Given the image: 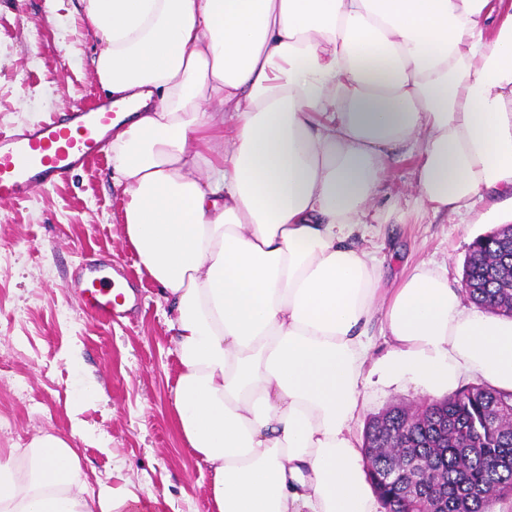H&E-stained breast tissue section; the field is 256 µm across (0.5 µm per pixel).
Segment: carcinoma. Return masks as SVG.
I'll return each mask as SVG.
<instances>
[{
  "label": "carcinoma",
  "mask_w": 512,
  "mask_h": 512,
  "mask_svg": "<svg viewBox=\"0 0 512 512\" xmlns=\"http://www.w3.org/2000/svg\"><path fill=\"white\" fill-rule=\"evenodd\" d=\"M463 282L475 304L512 307V226L473 242ZM364 444L374 493L395 512H494L512 498L511 392L471 384L413 416L392 406L367 422ZM408 456L427 460L430 471L384 481Z\"/></svg>",
  "instance_id": "carcinoma-1"
}]
</instances>
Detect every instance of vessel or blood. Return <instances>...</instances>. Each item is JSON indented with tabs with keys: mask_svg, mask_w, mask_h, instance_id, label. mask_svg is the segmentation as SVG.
Here are the masks:
<instances>
[{
	"mask_svg": "<svg viewBox=\"0 0 512 512\" xmlns=\"http://www.w3.org/2000/svg\"><path fill=\"white\" fill-rule=\"evenodd\" d=\"M116 114L109 106L79 109L35 127L0 133V203L19 201L57 183L76 168L94 162L107 145L106 129ZM125 295L99 278L85 280L84 308L111 319Z\"/></svg>",
	"mask_w": 512,
	"mask_h": 512,
	"instance_id": "b4317fda",
	"label": "vessel or blood"
}]
</instances>
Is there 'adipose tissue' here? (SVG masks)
Wrapping results in <instances>:
<instances>
[{"label":"adipose tissue","mask_w":512,"mask_h":512,"mask_svg":"<svg viewBox=\"0 0 512 512\" xmlns=\"http://www.w3.org/2000/svg\"><path fill=\"white\" fill-rule=\"evenodd\" d=\"M81 2L125 107L122 232L172 304L177 427L216 512H375L353 432L374 371L512 392V319L442 266L386 285L356 240L397 154L436 213L512 187V0ZM149 508L90 491L68 437L0 450V512Z\"/></svg>","instance_id":"adipose-tissue-1"}]
</instances>
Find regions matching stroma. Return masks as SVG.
<instances>
[{
  "label": "stroma",
  "mask_w": 512,
  "mask_h": 512,
  "mask_svg": "<svg viewBox=\"0 0 512 512\" xmlns=\"http://www.w3.org/2000/svg\"><path fill=\"white\" fill-rule=\"evenodd\" d=\"M81 12L80 0H0V131L105 100L93 66L98 41ZM413 181L411 162L394 159L384 184L397 207L373 210L385 276L431 262L461 288L470 247L491 227L419 212ZM123 203L107 154L22 202L0 203V448L46 432L72 435L76 423L72 445L92 486L154 496L156 512H216L209 471L177 429L171 305L122 236ZM90 263L129 286L113 323L80 303L74 280ZM88 383L97 396L69 416ZM426 400L413 383L373 374L354 432L392 404L416 409Z\"/></svg>",
  "instance_id": "35a3bbf8"
}]
</instances>
